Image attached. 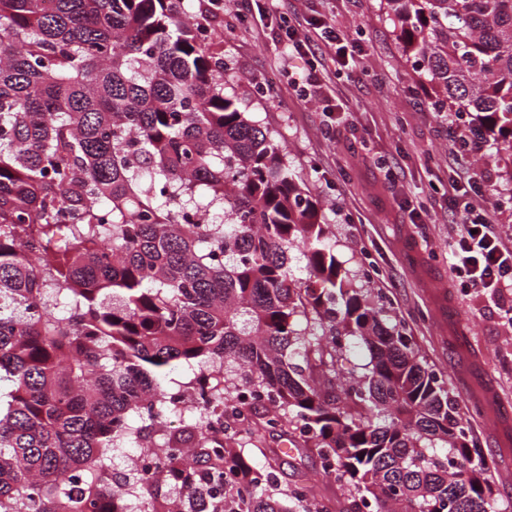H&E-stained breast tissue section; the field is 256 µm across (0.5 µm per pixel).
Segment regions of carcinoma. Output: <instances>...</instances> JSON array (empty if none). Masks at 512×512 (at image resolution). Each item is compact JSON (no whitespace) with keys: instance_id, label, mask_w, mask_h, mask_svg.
Instances as JSON below:
<instances>
[{"instance_id":"cac0c4a2","label":"carcinoma","mask_w":512,"mask_h":512,"mask_svg":"<svg viewBox=\"0 0 512 512\" xmlns=\"http://www.w3.org/2000/svg\"><path fill=\"white\" fill-rule=\"evenodd\" d=\"M184 2L0 0V512H176L160 483L189 512H336L304 474L283 489L250 462L277 430L353 486L348 512H487L457 400L341 272ZM386 5L448 111L512 155V0ZM353 344L358 377L338 368ZM238 383L264 414L224 409ZM120 447L163 455L134 494Z\"/></svg>"}]
</instances>
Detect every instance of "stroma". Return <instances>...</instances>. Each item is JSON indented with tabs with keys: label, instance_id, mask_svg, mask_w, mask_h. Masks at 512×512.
Masks as SVG:
<instances>
[{
	"label": "stroma",
	"instance_id": "35a3bbf8",
	"mask_svg": "<svg viewBox=\"0 0 512 512\" xmlns=\"http://www.w3.org/2000/svg\"><path fill=\"white\" fill-rule=\"evenodd\" d=\"M274 9L293 20L324 15L364 47L363 63L338 76L319 50L331 78L318 100H306L290 79L303 60L286 59L270 29L226 27L217 37L235 76L226 91L282 145L336 238L343 269L381 300L421 359L447 380L487 462L488 506L512 512V323L505 316L512 294L461 290L449 267L448 242L459 226L448 189L465 183L471 167L450 151L448 111L436 108L383 0H276ZM487 152L484 178L495 193L472 199L512 239V169L495 146ZM388 166L396 181L386 179ZM416 210L426 213L425 223H413ZM264 446L281 483L301 472L324 481L317 455L291 450L280 432L267 433Z\"/></svg>",
	"mask_w": 512,
	"mask_h": 512
}]
</instances>
